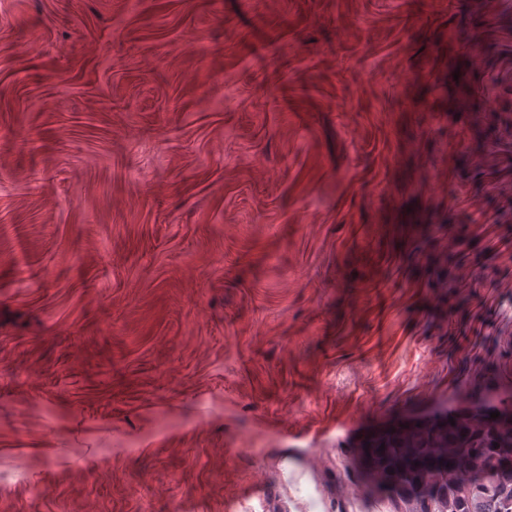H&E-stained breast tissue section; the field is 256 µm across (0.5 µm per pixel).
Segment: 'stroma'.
<instances>
[{
    "label": "stroma",
    "instance_id": "35a3bbf8",
    "mask_svg": "<svg viewBox=\"0 0 512 512\" xmlns=\"http://www.w3.org/2000/svg\"><path fill=\"white\" fill-rule=\"evenodd\" d=\"M510 59L512 0H0V512H382V420L512 392ZM485 26V19L476 20L472 26L470 38L466 40L463 52L459 58V77L463 76L467 68L481 57L485 52V44L480 36V29Z\"/></svg>",
    "mask_w": 512,
    "mask_h": 512
}]
</instances>
